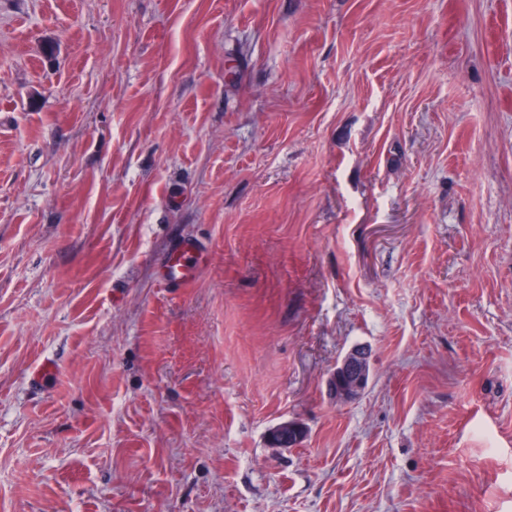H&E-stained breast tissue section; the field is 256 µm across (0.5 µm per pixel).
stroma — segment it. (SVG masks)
Here are the masks:
<instances>
[{
  "instance_id": "obj_1",
  "label": "stroma",
  "mask_w": 512,
  "mask_h": 512,
  "mask_svg": "<svg viewBox=\"0 0 512 512\" xmlns=\"http://www.w3.org/2000/svg\"><path fill=\"white\" fill-rule=\"evenodd\" d=\"M0 512H512V0H0ZM202 250L201 244L191 239L181 240L178 244L174 245L164 264V275L166 279L175 285H184L192 281L196 271L204 262L205 256ZM194 252L198 253L201 261L199 265L191 271L184 260L186 255ZM368 382V352L356 347L336 366L329 385L336 401L348 402L363 394Z\"/></svg>"
}]
</instances>
